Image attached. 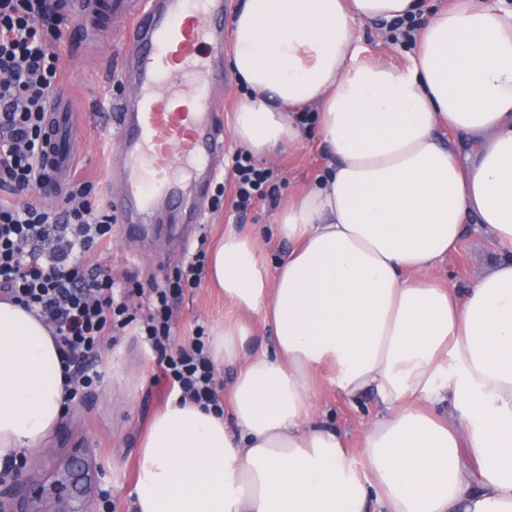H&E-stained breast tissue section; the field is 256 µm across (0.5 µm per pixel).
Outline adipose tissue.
Segmentation results:
<instances>
[{
	"label": "adipose tissue",
	"mask_w": 512,
	"mask_h": 512,
	"mask_svg": "<svg viewBox=\"0 0 512 512\" xmlns=\"http://www.w3.org/2000/svg\"><path fill=\"white\" fill-rule=\"evenodd\" d=\"M419 0H241L235 142L297 145L314 107L328 168L260 236L227 225L206 271L237 312L212 330L234 366L224 415L170 401L138 451L136 512H512V261L466 287L434 276L467 225L512 252V10L455 0L406 66L370 61L360 22ZM465 135L467 157L439 128ZM259 316L266 349L246 353ZM44 324L0 301V460L43 447L65 411ZM379 408L355 457L313 414L321 385Z\"/></svg>",
	"instance_id": "1"
}]
</instances>
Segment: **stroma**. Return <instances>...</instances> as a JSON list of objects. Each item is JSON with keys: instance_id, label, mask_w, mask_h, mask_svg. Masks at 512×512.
<instances>
[{"instance_id": "35a3bbf8", "label": "stroma", "mask_w": 512, "mask_h": 512, "mask_svg": "<svg viewBox=\"0 0 512 512\" xmlns=\"http://www.w3.org/2000/svg\"><path fill=\"white\" fill-rule=\"evenodd\" d=\"M358 31L367 57L398 66L407 63V55L384 24L366 22ZM122 42V31L109 26L91 42L71 33L60 58L67 94L77 114L81 177L94 183L95 203L106 210L120 191L113 177L116 149L107 131L106 112L108 98L129 93L128 85L111 78L112 69L120 65ZM303 129L305 136L297 147L266 159V166L277 172L276 189L257 201L246 216H238L233 208L229 171L217 177L224 185L218 200L209 196L197 201L194 187L181 183L186 203L202 206V226L185 225L179 232H170L173 212L167 202H159L141 236L130 238L113 231L110 245L102 252L103 265L116 277L134 274L147 289L185 264L198 247L213 250L229 224L266 239L267 261L276 264L289 249L287 242L272 236L276 213L322 176L328 164L315 119L307 118ZM500 259L482 234L466 230L443 267L442 281L449 288L462 287ZM233 313L223 294L209 283L185 289L174 308L175 344H184L196 326L212 328ZM97 369L100 384L71 402L48 444L33 449L20 479L0 482V512H135L130 491L138 448L150 421L168 403V388L159 380L150 352L131 329L116 345L104 347ZM314 412L341 431L351 454L362 456L364 424L376 412L373 400L363 399L356 407L326 386L314 400Z\"/></svg>"}]
</instances>
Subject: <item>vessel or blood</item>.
<instances>
[{
  "label": "vessel or blood",
  "instance_id": "obj_1",
  "mask_svg": "<svg viewBox=\"0 0 512 512\" xmlns=\"http://www.w3.org/2000/svg\"><path fill=\"white\" fill-rule=\"evenodd\" d=\"M83 23L104 12L124 20L126 52L119 79L133 95L111 104L107 123L121 156L123 194L116 201L124 231L135 236L155 201L180 205L179 181L206 196L224 160V118L215 90L224 82V0H74ZM66 98L53 97L41 161L48 184L66 178L76 152Z\"/></svg>",
  "mask_w": 512,
  "mask_h": 512
}]
</instances>
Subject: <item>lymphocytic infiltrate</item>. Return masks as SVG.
I'll list each match as a JSON object with an SVG mask.
<instances>
[{
  "label": "lymphocytic infiltrate",
  "mask_w": 512,
  "mask_h": 512,
  "mask_svg": "<svg viewBox=\"0 0 512 512\" xmlns=\"http://www.w3.org/2000/svg\"><path fill=\"white\" fill-rule=\"evenodd\" d=\"M71 24L69 0H0V191L9 195L0 201V295L48 328L70 396L99 383L106 340L132 326L180 401L221 410L204 327H196L188 345L173 342L172 303L184 288L201 284L205 250L150 288L140 308L130 301L132 277L113 278L100 263L116 219L91 203V184L74 176L57 193L60 207L37 201L44 193L38 165L47 146V110L62 82L61 45ZM231 164L235 206L244 212L275 174L240 151Z\"/></svg>",
  "instance_id": "f902f5d3"
}]
</instances>
